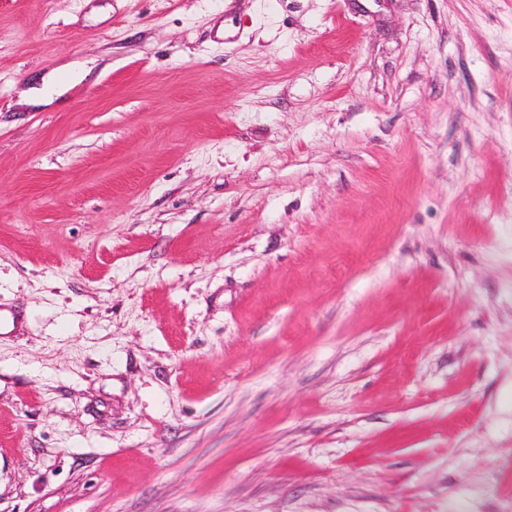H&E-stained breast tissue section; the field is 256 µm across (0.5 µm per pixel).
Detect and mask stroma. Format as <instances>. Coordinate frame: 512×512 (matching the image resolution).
Here are the masks:
<instances>
[{
	"label": "stroma",
	"mask_w": 512,
	"mask_h": 512,
	"mask_svg": "<svg viewBox=\"0 0 512 512\" xmlns=\"http://www.w3.org/2000/svg\"><path fill=\"white\" fill-rule=\"evenodd\" d=\"M0 311V512H512V0H0ZM94 66L95 63L91 60L55 68L44 78L39 94H27L22 98L21 103L29 106L50 104L53 102L54 97L60 96L64 91L81 82L92 71ZM62 75H66L67 79L62 80Z\"/></svg>",
	"instance_id": "35a3bbf8"
}]
</instances>
